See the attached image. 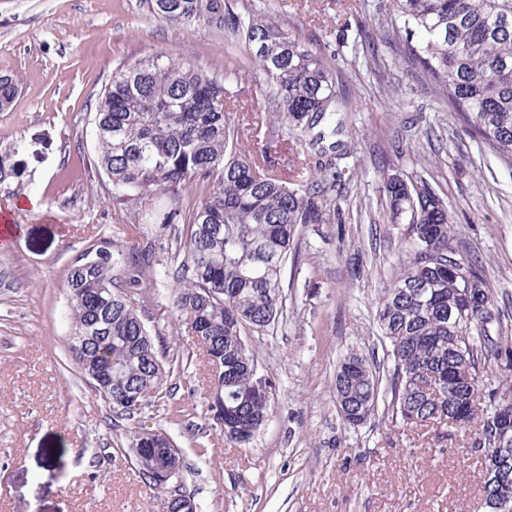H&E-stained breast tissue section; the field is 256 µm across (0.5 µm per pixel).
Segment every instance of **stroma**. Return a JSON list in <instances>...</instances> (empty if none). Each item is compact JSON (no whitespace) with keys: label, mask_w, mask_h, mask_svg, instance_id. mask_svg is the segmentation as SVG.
Returning a JSON list of instances; mask_svg holds the SVG:
<instances>
[{"label":"stroma","mask_w":512,"mask_h":512,"mask_svg":"<svg viewBox=\"0 0 512 512\" xmlns=\"http://www.w3.org/2000/svg\"><path fill=\"white\" fill-rule=\"evenodd\" d=\"M237 13L294 19L335 58L354 108L339 113L354 176L334 220L300 228L283 269L285 309L251 339L273 409L252 443L227 440L206 412L211 369L172 315L171 246L183 223L165 198L115 196L97 165L92 117L112 71L142 59L186 58L223 72L224 37L177 29L141 0H0V74L19 80L0 111V206L17 229L0 245V512H161L132 460L134 434L164 429L181 451L174 487L198 512H468L481 498L480 464L462 436L415 434L377 410L362 427L336 408L340 358L380 362L377 301L399 272L384 174L427 181L455 221L460 255L484 270L512 338V167L451 115L401 45L378 42L382 0H226ZM243 114L269 121L264 86L228 77ZM156 241V295L142 318L168 376L128 420L105 403L69 352L68 269L105 244L128 248L138 213Z\"/></svg>","instance_id":"stroma-1"}]
</instances>
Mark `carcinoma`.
<instances>
[{
    "label": "carcinoma",
    "instance_id": "obj_1",
    "mask_svg": "<svg viewBox=\"0 0 512 512\" xmlns=\"http://www.w3.org/2000/svg\"><path fill=\"white\" fill-rule=\"evenodd\" d=\"M147 13L174 26L205 23L224 34L230 50L244 46L266 76L264 111L292 138L297 174L268 162L265 152L233 149L239 127L226 117L224 77L208 74L184 58L122 65L112 72L95 107L98 164L114 193H158L184 215L182 259L172 272L173 314L209 363L224 364L207 412L224 415V436L247 445L267 420L268 392H258V365L245 340L279 320L282 270L301 224H320L335 210L341 186L353 171L341 140L327 142L321 126L337 111L336 74L330 60L312 49L296 28L256 11L235 13L225 0H145ZM385 36L404 45L410 65L422 68L467 132L512 166V0H393ZM17 81L0 75V109ZM306 185L307 192L287 182ZM201 183L209 193L186 203L183 189ZM390 223L402 226L408 244L400 274L379 298L377 320L390 343L388 365L361 354L340 359L336 399L344 422L355 428L384 398L392 421L415 432L468 431V447L480 458L483 489L493 498L512 490V447L500 446L504 427L512 434V343L496 340L490 326L504 315L495 306L481 271L454 245V219L445 202L422 180L401 172L384 178ZM461 261L479 284L472 305L463 306L448 257ZM125 280L115 281L112 251L76 261L65 288L73 335L83 334L94 312L87 290L112 292L108 338L72 349L82 375L104 401L131 420L159 394L165 367L140 312L154 297L155 241L145 236L128 252ZM432 284L422 287L423 279ZM457 312L454 320L448 311ZM500 387L480 395L489 373ZM102 374L112 386L98 385ZM153 488L157 462L135 459Z\"/></svg>",
    "mask_w": 512,
    "mask_h": 512
}]
</instances>
